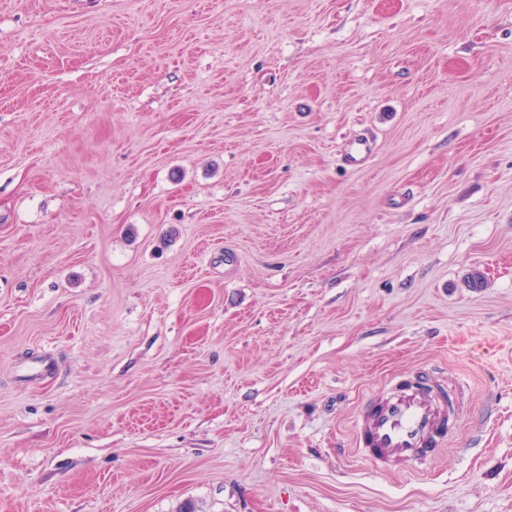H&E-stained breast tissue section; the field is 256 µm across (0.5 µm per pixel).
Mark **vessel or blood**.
<instances>
[{
	"label": "vessel or blood",
	"mask_w": 512,
	"mask_h": 512,
	"mask_svg": "<svg viewBox=\"0 0 512 512\" xmlns=\"http://www.w3.org/2000/svg\"><path fill=\"white\" fill-rule=\"evenodd\" d=\"M372 152L371 139H355L343 162L351 168L361 166ZM464 396L462 382L436 383L425 369L396 376L388 389L359 404L353 436L357 454L384 474L398 465L431 466L448 444L454 412Z\"/></svg>",
	"instance_id": "1"
}]
</instances>
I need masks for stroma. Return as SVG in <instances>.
I'll list each match as a JSON object with an SVG mask.
<instances>
[{"label":"stroma","mask_w":512,"mask_h":512,"mask_svg":"<svg viewBox=\"0 0 512 512\" xmlns=\"http://www.w3.org/2000/svg\"><path fill=\"white\" fill-rule=\"evenodd\" d=\"M186 503L512 512V0H0V512ZM373 141L370 138L354 139L343 155L346 166L355 168L364 164L372 155ZM464 396L462 382L437 385L426 369L396 376L388 389L357 407L356 453L377 473H392L397 465L428 468L448 445L454 410Z\"/></svg>","instance_id":"stroma-1"}]
</instances>
